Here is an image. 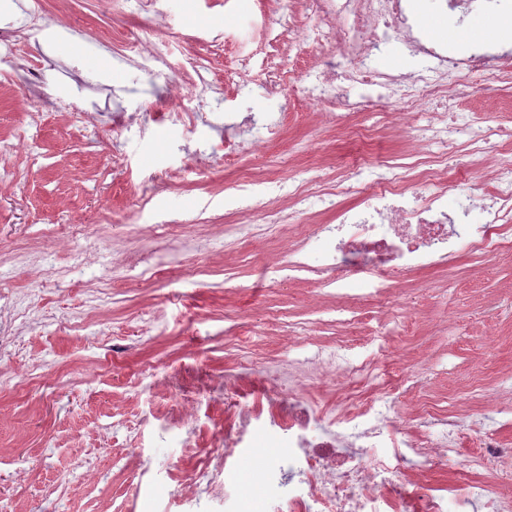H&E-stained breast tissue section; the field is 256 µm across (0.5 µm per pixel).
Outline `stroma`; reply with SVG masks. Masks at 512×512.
<instances>
[{
    "mask_svg": "<svg viewBox=\"0 0 512 512\" xmlns=\"http://www.w3.org/2000/svg\"><path fill=\"white\" fill-rule=\"evenodd\" d=\"M24 2L0 0V29L18 32L13 49L0 45V166L18 173L0 184V293L19 315L13 379L0 386V512H147L130 449L157 467L179 451L175 398L164 390L146 398L143 384L170 381L177 398L198 401L193 438L205 448L224 426V402L204 395L206 383L231 375L242 399L261 404L267 395L236 337H258L279 364L341 337L321 281L274 273L288 261L287 240L225 249V225L260 218L227 212L239 175L268 171L266 200L284 211L282 172L350 177L359 145L303 94L317 61L313 40L297 37L303 0H158V19L138 0H43L33 37L20 29ZM160 39L171 42L167 71L120 57L127 43ZM197 61L223 99L205 121L154 122L152 113L186 103ZM24 68L45 100L70 99L88 120L53 111L31 125L10 79ZM270 74L292 100L277 134L252 127L244 141L225 140L227 125L265 109L260 96L238 97L240 82ZM119 112L137 119L114 129ZM450 119L512 128V98L474 93ZM372 123L368 114L358 121L373 129L371 167L406 151L426 125L415 119L395 137ZM155 224L189 225L204 247L181 249L176 233L153 237ZM129 255L158 258V275L130 276ZM344 286L350 310L367 318L351 361L375 359L381 386L414 371L425 397L461 428L479 419L512 444V252L463 254L394 281L354 271ZM148 316L159 327L146 334ZM297 322L307 325L300 339L289 332ZM141 416L140 433H130L127 421ZM253 446L236 466L250 512H260L256 466L275 442L259 433Z\"/></svg>",
    "mask_w": 512,
    "mask_h": 512,
    "instance_id": "obj_1",
    "label": "stroma"
}]
</instances>
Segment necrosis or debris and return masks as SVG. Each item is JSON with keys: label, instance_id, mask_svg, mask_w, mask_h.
<instances>
[{"label": "necrosis or debris", "instance_id": "obj_1", "mask_svg": "<svg viewBox=\"0 0 512 512\" xmlns=\"http://www.w3.org/2000/svg\"><path fill=\"white\" fill-rule=\"evenodd\" d=\"M310 17L334 30V47L319 51L308 73L306 97L331 110L337 122L370 111L382 97L413 108L427 98L457 103L480 91L501 97L512 91V48L496 39L448 47L426 38L407 0H307ZM397 47L411 70L379 78L375 58ZM462 152L470 173L492 186L457 207L444 201L448 156ZM403 167L428 196L400 187L393 163L382 164L377 189L337 185V196L354 205L336 208V221L310 235L296 232L288 269L340 285L348 270H380L396 276L406 270L434 268L463 253L490 247L511 249L512 131L488 122L452 126L445 114L430 116L420 143L404 153ZM323 261L311 265L309 254ZM347 341L267 367L264 378L275 398L269 409L239 401L235 386L224 387L225 425L207 450L194 448L188 434L177 445L191 462L159 512H244L237 458L253 448L246 433L255 427L271 434L276 447L263 460L258 479L266 512H512V448L504 446L484 422L473 421L478 450L474 467L497 466L494 483L464 479L454 495L435 493L429 464L464 444L459 422L430 401L418 403L414 419L427 438L408 432L401 405L417 377L386 387L375 399L359 386L374 371L372 363L346 365ZM342 372L345 396L336 403L315 401L306 384L311 375ZM396 449L384 454L386 446ZM412 462L420 480L407 485L399 469Z\"/></svg>", "mask_w": 512, "mask_h": 512}]
</instances>
